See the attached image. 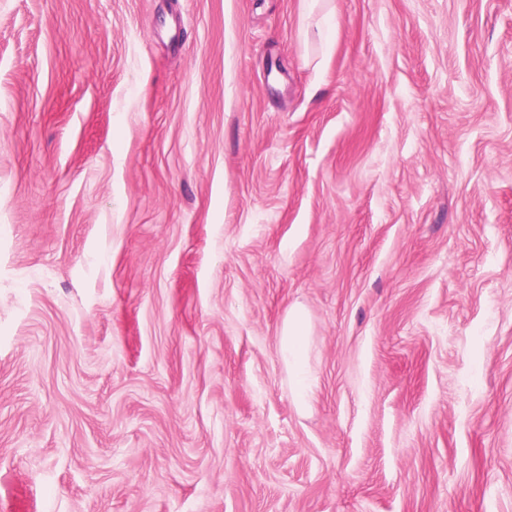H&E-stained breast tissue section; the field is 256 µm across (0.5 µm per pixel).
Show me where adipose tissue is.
Listing matches in <instances>:
<instances>
[{
    "label": "adipose tissue",
    "mask_w": 512,
    "mask_h": 512,
    "mask_svg": "<svg viewBox=\"0 0 512 512\" xmlns=\"http://www.w3.org/2000/svg\"><path fill=\"white\" fill-rule=\"evenodd\" d=\"M277 351L288 369L295 404L306 406L313 395L314 384L309 365V325L299 307L289 309L279 336Z\"/></svg>",
    "instance_id": "obj_1"
}]
</instances>
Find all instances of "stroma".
Returning a JSON list of instances; mask_svg holds the SVG:
<instances>
[{
  "mask_svg": "<svg viewBox=\"0 0 512 512\" xmlns=\"http://www.w3.org/2000/svg\"><path fill=\"white\" fill-rule=\"evenodd\" d=\"M0 512H512V0H0ZM277 351L288 369L295 404L306 406L313 395L314 384L309 365V325L299 307L293 306L288 310Z\"/></svg>",
  "mask_w": 512,
  "mask_h": 512,
  "instance_id": "stroma-1",
  "label": "stroma"
}]
</instances>
